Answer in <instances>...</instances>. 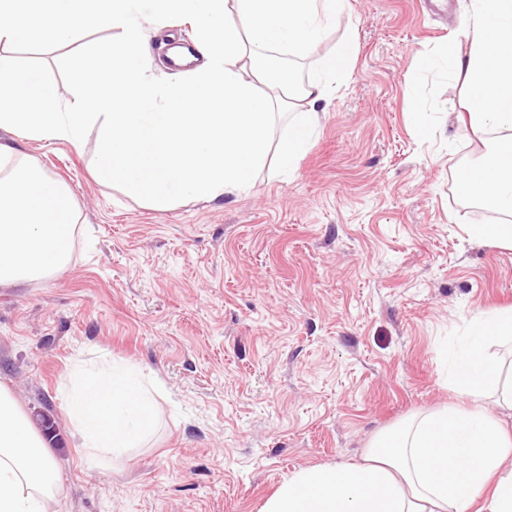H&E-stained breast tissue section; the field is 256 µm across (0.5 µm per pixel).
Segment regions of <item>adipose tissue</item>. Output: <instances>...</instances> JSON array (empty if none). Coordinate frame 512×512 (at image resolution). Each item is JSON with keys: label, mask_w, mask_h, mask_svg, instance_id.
<instances>
[{"label": "adipose tissue", "mask_w": 512, "mask_h": 512, "mask_svg": "<svg viewBox=\"0 0 512 512\" xmlns=\"http://www.w3.org/2000/svg\"><path fill=\"white\" fill-rule=\"evenodd\" d=\"M348 9L349 0H0V128L79 149L98 127L90 166L155 209L245 192L267 167L293 175L309 150L317 105L335 97L357 53L350 38L333 54L314 51ZM166 17L196 25L205 63L162 81L145 62L143 23ZM92 25L119 30L120 42L80 58L83 78L67 99L10 52L39 35L66 42ZM463 36L429 65L461 86L464 123L488 139L459 186L500 217L463 231L512 249V0H470ZM278 54L309 60L304 76L269 68ZM278 104L293 115L276 140ZM76 231L70 188L0 143V283L65 270ZM494 337L512 341V307L478 314L454 360L452 389L468 408L383 430L357 462L296 470L260 512H512V434L483 406L497 392L512 409V384L499 385L486 355ZM63 391L91 468L137 447L157 416L151 390L128 368L76 366ZM57 486L43 439L0 385V512H48Z\"/></svg>", "instance_id": "adipose-tissue-1"}]
</instances>
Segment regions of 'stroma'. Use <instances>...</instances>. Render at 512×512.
Returning a JSON list of instances; mask_svg holds the SVG:
<instances>
[{
	"label": "stroma",
	"mask_w": 512,
	"mask_h": 512,
	"mask_svg": "<svg viewBox=\"0 0 512 512\" xmlns=\"http://www.w3.org/2000/svg\"><path fill=\"white\" fill-rule=\"evenodd\" d=\"M467 2L428 15L349 0L316 53L349 36L356 59L310 149L294 175L262 171L237 196L151 209L93 174L97 129L79 151L0 129L78 210L67 269L0 284V384L56 426L50 512H259L297 469L355 461L381 429L458 403L448 376L473 317L512 306V250L461 231L496 220L457 181L481 137L456 119L460 87L423 60L461 37ZM145 33L160 79L166 44L196 40L177 21ZM116 38L88 28L13 54L66 95L74 61ZM80 360L163 386L149 440L95 469L59 391Z\"/></svg>",
	"instance_id": "1"
}]
</instances>
